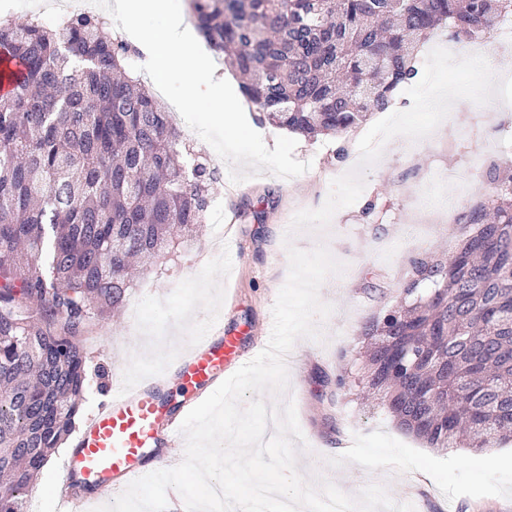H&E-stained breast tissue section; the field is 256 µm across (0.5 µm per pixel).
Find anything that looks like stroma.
<instances>
[{"mask_svg":"<svg viewBox=\"0 0 512 512\" xmlns=\"http://www.w3.org/2000/svg\"><path fill=\"white\" fill-rule=\"evenodd\" d=\"M504 130L512 131V105L457 101L427 138L387 142L364 173L360 198L335 214L329 230L294 235L297 247L325 243L347 265L344 275L329 277L320 289L321 300L334 307L322 340H298L288 367L287 396L308 443L297 463L304 477L323 474L350 495L375 479L393 500L409 499L415 512H512V440L488 449V456L508 463L487 475L470 450L459 449L454 458L437 453L401 430L372 397L344 396L334 385L362 350L363 323L399 304L410 259L451 256L458 226L437 214L453 193L442 177L471 166L475 146ZM365 132L361 126L333 138H298L295 158L312 164L299 177L266 173L243 182L232 196L214 184L212 201L233 224L205 222L195 248L177 264L136 272L123 307L97 324L87 341L81 417L107 400L113 381L163 371L168 362L154 352L155 343H165L168 352L187 347L211 317H221L242 350L265 338L288 275L283 253L290 222L297 211L323 205L328 175L343 164L338 151L355 148ZM256 211L263 212L262 221L253 220Z\"/></svg>","mask_w":512,"mask_h":512,"instance_id":"35a3bbf8","label":"stroma"}]
</instances>
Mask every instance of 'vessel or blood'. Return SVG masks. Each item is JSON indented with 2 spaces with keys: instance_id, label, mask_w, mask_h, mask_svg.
<instances>
[{
  "instance_id": "obj_1",
  "label": "vessel or blood",
  "mask_w": 512,
  "mask_h": 512,
  "mask_svg": "<svg viewBox=\"0 0 512 512\" xmlns=\"http://www.w3.org/2000/svg\"><path fill=\"white\" fill-rule=\"evenodd\" d=\"M247 361L236 337L215 322L188 349L172 354L167 371L113 387L107 402L88 418L64 463L66 483H88L93 491L86 497L56 492L54 512H84L88 501L113 500L121 488L146 473L144 459L160 436L179 438L178 410L198 405L202 386L217 387ZM172 383L182 391L175 407L163 398Z\"/></svg>"
}]
</instances>
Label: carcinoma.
Masks as SVG:
<instances>
[{
  "instance_id": "obj_1",
  "label": "carcinoma",
  "mask_w": 512,
  "mask_h": 512,
  "mask_svg": "<svg viewBox=\"0 0 512 512\" xmlns=\"http://www.w3.org/2000/svg\"><path fill=\"white\" fill-rule=\"evenodd\" d=\"M199 33L246 82L259 120L309 138L346 132L413 79L443 24L488 34L512 0H191ZM105 18L0 20L21 61L0 99V512H24L34 474L74 426L84 333L126 300L135 259L175 261L205 223L215 178L180 148L160 100L126 70ZM444 263L409 261L401 304L363 326L362 379L437 451L512 434V171L479 173Z\"/></svg>"
}]
</instances>
